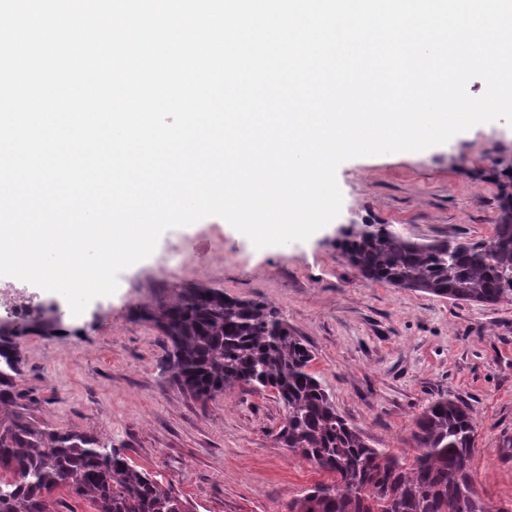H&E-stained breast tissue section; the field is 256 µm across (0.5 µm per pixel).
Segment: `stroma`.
Listing matches in <instances>:
<instances>
[{"instance_id": "35a3bbf8", "label": "stroma", "mask_w": 512, "mask_h": 512, "mask_svg": "<svg viewBox=\"0 0 512 512\" xmlns=\"http://www.w3.org/2000/svg\"><path fill=\"white\" fill-rule=\"evenodd\" d=\"M512 143L498 120L416 154L343 162L337 219L307 241L255 249L219 217L165 232L109 297L73 316L66 335L20 342V385L35 418L111 440L136 465L187 497L196 512H286L324 474L280 442L284 410L247 386L190 398L162 372L167 344L136 309L210 287L275 306L311 350V371L337 412L378 448L406 447L412 420L439 396L467 403L479 423L477 491L512 505V304L452 301L364 280L336 254L353 224H388L415 241L493 234L496 186L486 150ZM464 157V168L450 157Z\"/></svg>"}]
</instances>
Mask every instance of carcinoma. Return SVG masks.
Listing matches in <instances>:
<instances>
[{
	"label": "carcinoma",
	"instance_id": "cac0c4a2",
	"mask_svg": "<svg viewBox=\"0 0 512 512\" xmlns=\"http://www.w3.org/2000/svg\"><path fill=\"white\" fill-rule=\"evenodd\" d=\"M486 176L498 189L494 234L414 241L386 224H354L336 251L361 277L455 301L512 302V144L487 151ZM143 318L169 346L163 372L195 400L236 385L273 391L285 413L278 438L329 474L288 503L287 512H498L475 487L471 460L477 419L442 396L413 419L411 458L376 448L340 416L310 372L311 351L278 310L213 288L186 289ZM59 322L43 308L0 321V512H51L54 492L95 512H193V504L129 461L112 441L39 423L19 389V339L53 336Z\"/></svg>",
	"mask_w": 512,
	"mask_h": 512
}]
</instances>
